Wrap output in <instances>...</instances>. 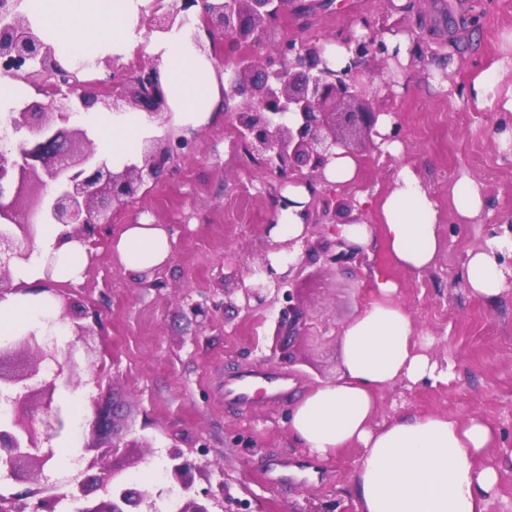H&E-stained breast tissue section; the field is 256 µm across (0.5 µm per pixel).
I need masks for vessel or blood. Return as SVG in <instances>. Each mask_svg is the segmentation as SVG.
Instances as JSON below:
<instances>
[{"label":"vessel or blood","mask_w":512,"mask_h":512,"mask_svg":"<svg viewBox=\"0 0 512 512\" xmlns=\"http://www.w3.org/2000/svg\"><path fill=\"white\" fill-rule=\"evenodd\" d=\"M290 384L286 375L272 370H243L224 378V402L237 408L251 407L256 400L275 404L287 396ZM306 468L301 460H281L267 467L265 476L274 484H284Z\"/></svg>","instance_id":"1"}]
</instances>
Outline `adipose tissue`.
Masks as SVG:
<instances>
[{"mask_svg": "<svg viewBox=\"0 0 512 512\" xmlns=\"http://www.w3.org/2000/svg\"><path fill=\"white\" fill-rule=\"evenodd\" d=\"M148 0H25L32 25L62 57L75 61L107 51L127 56L147 46L162 61V80L168 105L177 123L194 128L220 111L224 85L217 78V62L194 40L198 17L165 34L147 33L140 13ZM512 67V33L504 35L501 55L477 72L468 85L469 102L480 110L512 114V85L502 78ZM100 131L98 146L114 168L141 160L143 139L153 125L140 112L105 121L96 110L83 114ZM288 207L275 216V234L299 237L312 192L292 184L285 192ZM451 206L459 223L481 220L486 198L479 183L460 176L451 188ZM380 216L386 250L401 268L420 272L435 260L441 239L438 203L415 169L403 166L382 197ZM173 237L162 224H128L113 244L119 266L128 273L157 269L172 253ZM512 256V234L493 235L468 251L462 279L474 295L493 300L507 287L512 270L504 263ZM87 265L85 248L65 235L59 225L47 228L46 242L29 261L13 271L15 283L30 284L43 274L59 283L82 279ZM375 292L361 315L341 333L343 360L336 381L313 388L298 398L288 413L292 437L321 459L358 444L363 454L350 476L359 512H486L499 475L481 467L477 458L489 447L495 430L484 420L461 422L445 415L400 416L376 426L377 396L401 381H447L449 367L426 351L432 337L415 341L413 323L398 303V286L383 271L373 274ZM37 331L59 335L60 323L50 295L19 294L0 301V334Z\"/></svg>", "mask_w": 512, "mask_h": 512, "instance_id": "adipose-tissue-1", "label": "adipose tissue"}]
</instances>
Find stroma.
Listing matches in <instances>:
<instances>
[{"label":"stroma","mask_w":512,"mask_h":512,"mask_svg":"<svg viewBox=\"0 0 512 512\" xmlns=\"http://www.w3.org/2000/svg\"><path fill=\"white\" fill-rule=\"evenodd\" d=\"M365 17L395 31L413 30L423 54L391 92L372 102L400 122L401 154L359 148L357 182L329 191L354 207L358 193L380 197L401 166H413L439 204L441 250L420 273L395 266L379 234L336 269L305 257L306 244L334 245L331 226L346 221V214L323 215L321 197L313 195L310 209L319 225L292 243L278 238L273 198L285 186L263 172L225 114L214 113L193 129L179 128L186 147L91 238L82 279L60 287L65 298L95 308L100 322L86 339L94 349L92 371L80 373L76 390H60L58 401L68 420L84 426L91 418L90 397L106 396L119 436L149 440L138 451L139 462L127 468L134 487H162L166 452L177 448L198 466L195 489L226 482L241 512H294L333 500L345 512H358L349 476L361 448L351 445L319 459L294 441L287 417L293 401L338 377L340 334L370 301L373 273L380 268L397 283V300L415 333L434 337L430 353L452 364L453 376L445 383L402 381L385 389L377 424L402 414L480 417L496 432L479 458L499 474L487 512H512V288L489 302L473 295L460 277L466 252L512 215V159L500 154L490 133L504 115L477 110L466 95L471 74L498 58L503 34L512 31V0H409L405 7L333 0L306 20L286 17L282 31L313 42L352 32ZM437 54L450 55L454 64L446 82L435 85L428 72ZM464 173L481 184L487 200L477 224L458 223L452 211L449 189ZM139 223L166 225L175 243L164 267L133 277L114 263L112 240L124 225ZM287 251L297 261L285 276L306 325L285 360L272 353L282 297L269 295L266 306L247 312L225 305L221 287L231 272L238 285L251 284L262 261ZM203 299L213 313L200 323L188 303ZM254 367L288 374L292 392L274 407L225 405V375ZM95 372L101 384L92 381ZM279 457L306 461L308 480L281 487L267 483L263 465Z\"/></svg>","instance_id":"stroma-1"}]
</instances>
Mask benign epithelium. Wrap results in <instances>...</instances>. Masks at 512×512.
Listing matches in <instances>:
<instances>
[{"label": "benign epithelium", "mask_w": 512, "mask_h": 512, "mask_svg": "<svg viewBox=\"0 0 512 512\" xmlns=\"http://www.w3.org/2000/svg\"><path fill=\"white\" fill-rule=\"evenodd\" d=\"M197 5L210 42L225 36L247 48L231 61L224 110L266 172L283 181L324 184V170L336 151L352 156L354 144L375 145L380 112L365 97L379 88L364 81V66L375 60L399 63L382 30L361 20L368 34L347 40L349 57L340 68L328 65L324 44L296 42L282 33L283 15L291 12L298 20L305 19L312 0H169L166 4L153 0L146 17L148 33L183 25ZM256 46H270L271 53L258 58L249 52ZM116 61L114 56L95 61L97 66L112 64V75L102 82V91H88L79 72L65 66L21 11V0H0V78L43 80V98L3 116L14 139L9 148L0 150V301L18 293L47 292L58 297L53 288L13 284L10 266L29 259L46 224L68 227L71 238L87 243L98 226L111 223L112 207L135 198L174 157L171 138H152L147 140L142 164H127L116 171L97 155L88 130L76 125L74 116L97 104L110 111L128 106L163 124L170 122L158 60L128 69L115 65ZM289 113L295 116L290 123L284 120ZM322 254L332 268L352 260L355 251L338 237L336 250L325 249ZM260 272L267 281L242 289L246 309L253 301L265 304L268 284L283 281L268 262ZM288 301L274 333L282 351L299 335L304 319L293 295ZM68 317L74 339L63 353L52 337L33 331L0 345V395L16 392L10 397L6 420L0 421V468L16 483L34 484L9 497L0 495V512H55L61 499L76 504V512H159L156 500L164 494L170 495L169 512H217L220 500L227 498L225 483L219 482L217 493L195 490L196 464L177 448L168 450L165 471L170 487L154 492L130 486L125 473L129 444L115 436L111 409L96 397L90 401V441L79 455L85 477L73 479L59 495H40L37 474L52 456L46 443L64 426L56 399L58 381L76 387L73 379L85 364L76 343L90 334L81 320L96 321L98 312L66 301L59 321ZM91 470L95 474H89Z\"/></svg>", "instance_id": "7a95c632"}]
</instances>
